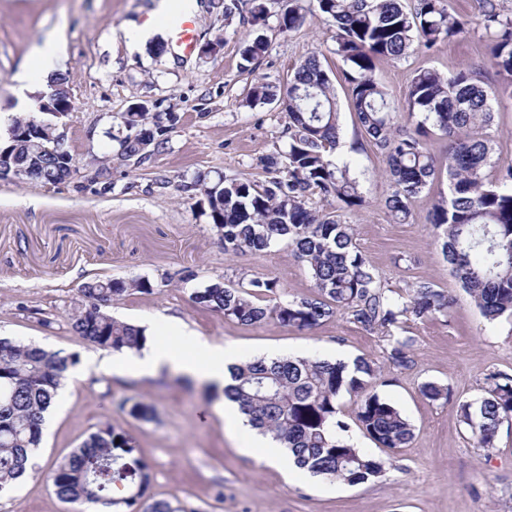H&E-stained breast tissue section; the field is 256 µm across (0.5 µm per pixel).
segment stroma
Listing matches in <instances>:
<instances>
[{
  "label": "stroma",
  "instance_id": "obj_1",
  "mask_svg": "<svg viewBox=\"0 0 512 512\" xmlns=\"http://www.w3.org/2000/svg\"><path fill=\"white\" fill-rule=\"evenodd\" d=\"M237 2L232 13L225 5ZM254 0H198V48L179 52L170 28L136 49L124 32L142 25L160 0H0V124L10 125L15 75L49 34L63 37V72L75 108L58 121L64 147L79 168L56 186L0 178V336L87 358L92 347L75 336L70 317L84 301L83 285L95 279L146 280L151 291L126 294L108 312L145 328L176 322L210 341L235 343L244 357L274 353L325 359L335 351L382 363L371 389L398 406L414 428L406 447L385 452L380 479L358 486L318 477H286L244 451L227 427L217 388L169 373L148 378L88 373L66 385L43 428L38 473L0 496V512H77L61 502L45 473L104 424L132 440L135 454L152 468L150 493L199 512H512V422L503 424L490 452L474 448L456 403L483 394L491 372L512 375V323L486 321L451 275L432 238L430 213L447 179L412 204L406 223H393L382 203L389 192L383 156L355 134L343 82V147L356 163L364 206L341 213L353 224L359 247L380 279L402 287L428 280L455 299L448 316L409 321L416 339L413 362L386 366L380 335L340 315L311 330L275 320L247 325L194 304L190 296L220 281L244 286L276 279L280 293L309 295L313 281L286 243L261 252L228 254L191 189L198 176L264 180V156L286 149L281 132L288 113L278 104L246 106L256 82L285 83L312 52L326 54L332 70L324 16L283 33L278 19L288 0H261L264 26L254 27ZM268 43L257 64L245 65L248 39ZM219 42L212 55L199 48ZM478 36L434 51L381 61L376 78L403 100L416 69L449 74L481 61ZM142 104L163 113L167 128L150 153L123 158V116ZM447 385L452 401L423 396L426 382ZM153 402L152 419L137 420L123 400Z\"/></svg>",
  "mask_w": 512,
  "mask_h": 512
}]
</instances>
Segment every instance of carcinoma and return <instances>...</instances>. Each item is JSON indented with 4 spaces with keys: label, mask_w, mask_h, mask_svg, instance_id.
<instances>
[{
    "label": "carcinoma",
    "mask_w": 512,
    "mask_h": 512,
    "mask_svg": "<svg viewBox=\"0 0 512 512\" xmlns=\"http://www.w3.org/2000/svg\"><path fill=\"white\" fill-rule=\"evenodd\" d=\"M317 14L329 18V52L346 65L343 77L356 130L385 157L389 193L384 208L391 220L405 222L411 200L446 170L448 195L433 205V236L451 274L482 317L511 322L512 165L493 176L485 168L494 150L488 133L494 123L493 104L512 101V15L501 9L499 0H478L472 16L450 13L445 0H306L281 14L279 29L297 30ZM475 31L481 33L489 64L499 76L495 84L484 80L479 66L449 76L423 68L412 75L400 107L374 77L382 60L430 52ZM266 51L267 42L258 36L243 59L255 64ZM274 102L288 111L282 131L288 148L264 158L269 177L260 182L198 178L192 188L206 200L211 223L224 228V251H263L286 240L291 254L306 266L315 293L275 301L271 294L277 281L257 278L240 288L214 282L193 293L192 302L243 324L273 319L299 330H311L343 313L351 323L381 334L390 365L409 367L416 339L405 334L408 318L446 317L455 299L430 282L386 285L360 252L354 225L339 214L321 215L311 206L315 197L349 211L365 203L351 163L338 154L340 112L321 53L309 56L282 85L255 84L246 100L250 105ZM131 116L133 129L162 135L160 113ZM30 125L25 117L14 118L10 125L6 149L12 163L34 169L36 180L46 185L68 181L67 166L39 153L35 141L20 139ZM433 134L451 141L441 160L426 145ZM130 290L151 288L146 281L85 283V302L71 317L73 332L101 349H140L144 330L115 318L105 320L96 304L105 291L115 301ZM77 361L75 354L0 338V494L28 471L42 441L43 413L64 373ZM379 374L380 366L365 358L355 361L352 374L344 363L325 359H256L236 368L235 384L224 388V396L238 403L252 426L288 448L298 467L356 486L382 477L386 460L358 447L349 425L338 418L344 395L358 397L356 418L378 447L404 448L413 436L404 413L368 391ZM484 381V395L458 403V410L474 447L489 451L496 447L502 423L512 421V376L491 372ZM422 394L432 401L451 397L450 389L436 382L424 384ZM131 453L124 435L110 428L98 430L57 463L48 480L62 502L83 506L81 512H112L121 506L129 512H199L149 499L151 466Z\"/></svg>",
    "instance_id": "1"
}]
</instances>
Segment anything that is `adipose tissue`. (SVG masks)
<instances>
[{
    "label": "adipose tissue",
    "instance_id": "obj_1",
    "mask_svg": "<svg viewBox=\"0 0 512 512\" xmlns=\"http://www.w3.org/2000/svg\"><path fill=\"white\" fill-rule=\"evenodd\" d=\"M63 57L62 39L56 35L48 36L37 48L30 63L17 74L21 88H30L36 80L48 78L58 70ZM241 360L242 354L235 344H216L203 336L187 333L173 323L167 325L157 337L146 339L140 350L94 353L88 357L85 366L105 373L139 377L155 375L161 368L168 367L225 387L232 384L234 368ZM223 414L228 427L246 448L255 450L263 462L286 469L288 473H296V466L288 461L287 449L252 428L236 402L224 400Z\"/></svg>",
    "mask_w": 512,
    "mask_h": 512
}]
</instances>
